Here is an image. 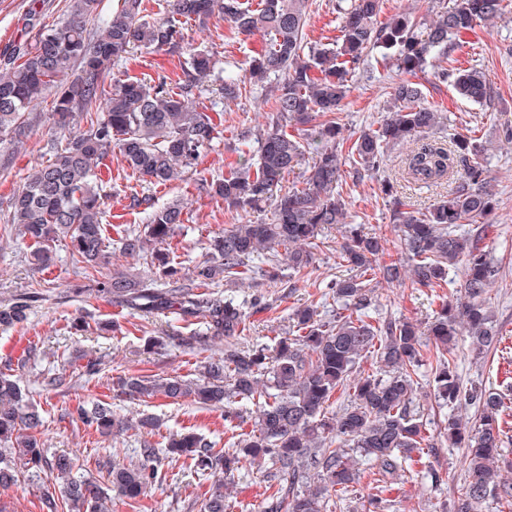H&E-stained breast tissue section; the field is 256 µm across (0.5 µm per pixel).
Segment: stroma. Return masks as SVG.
Here are the masks:
<instances>
[{"mask_svg": "<svg viewBox=\"0 0 512 512\" xmlns=\"http://www.w3.org/2000/svg\"><path fill=\"white\" fill-rule=\"evenodd\" d=\"M503 5L499 18L479 23L474 33L446 58L437 59L420 74L419 81L423 104L441 115V123L432 130V137L446 140L459 133L470 134L487 149L496 209L489 218L493 230L485 243L501 265L500 277L487 298L500 341L495 348L479 355L474 353L469 340H461L454 359L463 385L479 382L503 395L506 410L500 427L506 441L505 453L512 457V143L506 139L507 131L512 129V0H504ZM68 8L69 0H0V65L34 36L32 17L52 23L64 19ZM305 33L312 44L335 41L339 34L336 0H311ZM184 34L189 42L214 49L219 68L233 70L241 68L245 59L267 41L262 33L249 37L234 34L230 23L217 18L205 27L185 23ZM185 60L186 55L180 50H135L112 72L123 79L149 82L165 76L175 81L182 75ZM469 65L482 67L488 73L493 87L490 103L474 104L460 98L451 82L437 76L438 70ZM399 78L394 67L381 63L374 71L356 73L342 109L335 114L345 138L355 140L363 130L379 125L391 105L392 87ZM203 102L221 112L222 133L201 156L196 171L164 185H150L132 174L116 153L106 158L100 169L104 221L112 226L141 227L143 216L134 207L133 196L150 197L158 207L176 199L184 202L188 219L179 226L169 246L174 265L184 271L207 259L206 244L210 237L231 225L257 220L256 212L227 209L222 200L204 191L201 182L224 174L226 163L237 161V135L242 127H250L259 134L276 118L274 100L267 88L250 81L242 84L236 100L227 101L218 92L208 91ZM51 107V99H44L26 112L21 136L0 138V305L18 294L32 298L23 324L0 328V372L19 374L23 386L32 392L43 419L41 437L45 453L78 456L87 477H99L95 467L99 458L120 465L136 462L140 437L132 431L117 439L106 437L65 417L66 409L83 400L109 403L114 411L133 418H159L160 428L150 435L156 443L164 444L170 435L192 431L214 447L230 448L240 434L250 432L251 423H225L223 409L202 408L188 401L173 404L159 397L141 402L120 401L112 388L113 379L124 375L158 377L177 373L198 377L206 358L223 349V338L206 335L197 319L184 317L174 309L145 315L123 304L95 298L98 281L110 276L112 270L147 269L143 260L122 253L119 240L111 242V268L100 269L96 274L76 268L62 243L56 246L54 266L41 270L29 263L26 242L17 238L13 227L7 224V205L22 187L29 169L52 154L47 145L52 134ZM408 151L405 144L390 148L383 166L376 172L350 164L345 167L343 197L348 223L384 237L391 256L400 252L401 245L381 191L382 181L391 180L398 196L411 209L423 212L432 209L455 188L451 181L432 186L408 181L402 164ZM317 243L316 262L307 275L287 274L286 284L275 288L247 279L234 289L237 300L249 301L257 296L262 299L259 306L247 311L241 344L269 345L274 337L296 335L291 314L306 304H315L323 320L335 318L337 304L329 283L350 277L351 272L336 263L342 243L336 227L326 228ZM449 277L450 285L439 293L414 287L407 281L399 285L380 284L373 313L422 325L431 322L438 308L437 295L453 299L460 294L461 270H450ZM82 317L91 320V327L79 326ZM22 336L32 337L42 353L21 369L13 345ZM159 336L165 337L164 346L148 348V339ZM67 359L72 360L77 370L87 361H97L100 372L93 377L77 373L69 387L44 390V377L61 370ZM427 463L441 475L440 484L433 486L405 478L381 487L367 475L362 478L356 496L337 503L332 512H361L362 498L374 494L395 501L401 512H442L463 489V451L445 447L437 456L428 458ZM212 483V477L196 472L187 462L165 460L158 466L157 482L141 503L116 496L110 512H201L204 495ZM229 493L230 512H261L268 490L258 470L248 467L238 472Z\"/></svg>", "mask_w": 512, "mask_h": 512, "instance_id": "1", "label": "stroma"}]
</instances>
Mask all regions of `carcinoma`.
I'll return each mask as SVG.
<instances>
[{
  "label": "carcinoma",
  "instance_id": "cac0c4a2",
  "mask_svg": "<svg viewBox=\"0 0 512 512\" xmlns=\"http://www.w3.org/2000/svg\"><path fill=\"white\" fill-rule=\"evenodd\" d=\"M70 2L67 18L41 23L34 42L0 73V136L17 130L23 114L51 92L55 125L66 135V144L34 165L9 203L8 223L30 241L29 258L40 269L53 264V244L60 240L85 270L110 263L97 179L112 151L143 181L165 185L193 171L218 137L219 123L201 101L215 75V52L184 43L182 23L205 26L217 16L239 35L269 36V43L249 58L245 73L257 83L273 79L268 89L274 93L277 121L256 138L255 161L243 160L204 189L229 208L267 210L270 216L224 229L209 240L211 258L183 274L170 261L168 246L185 222L184 206L176 200L156 208L135 197L133 205L149 208L145 226L127 234L121 249L168 279L169 288L161 292L149 276L114 271L95 293L141 313L174 308L201 320L211 335L224 337V351L207 357L195 379L129 375L114 386L117 396L130 401L161 397L222 407L230 424L243 418L242 401L257 407L250 433L230 451L212 447L193 432L171 438L165 447V456L189 459L202 473L219 476L203 512H229L224 482L252 464L276 488L263 512H326L330 497L351 495L364 473L377 483L401 479L422 458L436 455L444 440L450 448L466 449V488L451 512H482L490 499L511 504L512 481L504 477L502 465L512 468V461L502 453L498 426L502 396L479 383L464 386L452 359L461 327L478 353L495 347L500 336L483 298L501 272L484 245L494 208L484 148L468 135L426 138L440 116L419 105L420 84L407 79L447 55L479 22L498 17L503 0H456L428 22L401 13L383 25L376 20L379 0H336L340 36L330 46H310L305 40L309 0H259L255 6L247 0H167V16L154 20L147 19L144 0H121L96 35L88 32L86 18L96 12L98 0ZM138 47L185 49L184 79L174 87L164 77L153 83L126 78L106 84L112 66ZM375 49L406 78L393 86L394 111L377 128L362 132L344 154L331 115L342 106L352 73L369 62ZM442 76L453 78L456 92L468 101L482 104L490 97L481 68H457ZM240 86L239 77L226 76L218 92L233 100ZM315 114L325 121L306 138L283 130V124H307ZM405 142L414 143L403 159L408 179L435 185L458 173L460 183L425 213L406 208L394 186L385 184L403 244L400 257L387 263L382 238L346 222L344 167L352 161L377 170L387 150ZM308 152L303 187L273 194ZM331 225L344 228L338 259L354 271L332 283L339 304L336 320L325 323L318 307L300 306L293 318L302 334L277 336L272 347L241 346L245 303L198 288L221 280L237 283L248 272L277 285L283 278L280 260L295 273L313 266L319 232ZM454 266L463 273V291L441 303L427 328L407 320L367 321L380 283L408 279L419 288H441ZM28 310L27 296L18 295L0 306V326L23 323ZM429 349L435 351L429 386L443 414L435 437L426 434L429 418L415 404L418 372ZM368 354L375 356V372L362 376L359 363ZM339 390L343 402L328 417L325 410ZM461 405L475 407L478 419L452 414ZM73 414L102 435L158 426L153 417L128 419L105 404L86 401L78 402ZM42 426L30 391L17 376L0 372V487L24 475L37 481L47 476L63 497L45 490L43 512H61L65 505L68 512H107L112 495L135 500L156 480L162 457L149 440L141 441V462L107 467L103 487L75 476V459L48 457L37 438Z\"/></svg>",
  "mask_w": 512,
  "mask_h": 512
}]
</instances>
